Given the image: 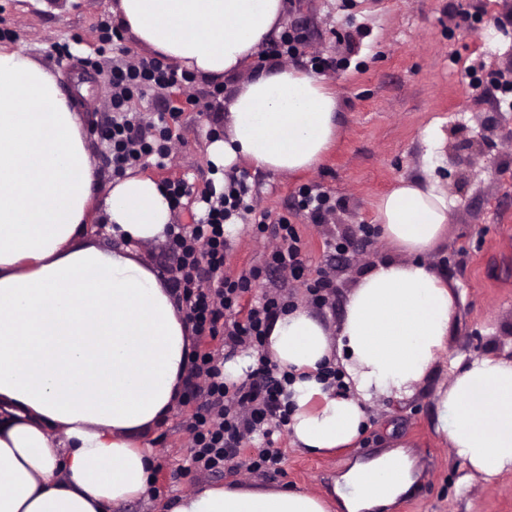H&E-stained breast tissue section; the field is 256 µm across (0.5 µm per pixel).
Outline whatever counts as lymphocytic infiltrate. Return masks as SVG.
Returning <instances> with one entry per match:
<instances>
[{
    "label": "lymphocytic infiltrate",
    "mask_w": 512,
    "mask_h": 512,
    "mask_svg": "<svg viewBox=\"0 0 512 512\" xmlns=\"http://www.w3.org/2000/svg\"><path fill=\"white\" fill-rule=\"evenodd\" d=\"M191 79V72L177 71L158 58L130 67L113 66L112 120L104 136L113 175H122L140 163L151 162L159 168L167 165L170 153L166 142L176 113L159 110L146 123L132 104ZM248 193L245 180L237 179L229 192L204 196L203 214L191 232H183L177 224L168 228L177 253L172 288L178 302L185 307L198 335L223 336L225 345L233 348L260 347L271 322L285 305L280 296L268 294L251 305L244 320L225 322V312L239 307L253 280L268 268H287L296 276L303 271L300 237L294 226L283 219L278 224V243L266 255L263 265L252 267L235 279L225 277L229 243L224 225L233 215L250 213L245 201ZM222 365V360L209 352L194 353L192 358L194 377L206 383L205 400L190 425L192 464L206 472L224 470L239 457L242 438L256 434L265 446L246 460V467L279 471L283 454L274 447L272 436L274 426L286 425L288 421L285 377L275 375L268 361L261 357L250 381L229 385L224 381Z\"/></svg>",
    "instance_id": "lymphocytic-infiltrate-1"
}]
</instances>
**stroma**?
<instances>
[{
  "label": "stroma",
  "instance_id": "1",
  "mask_svg": "<svg viewBox=\"0 0 512 512\" xmlns=\"http://www.w3.org/2000/svg\"><path fill=\"white\" fill-rule=\"evenodd\" d=\"M285 29H301L311 52L293 57L303 70L319 66L339 103L337 138L313 171L274 174L253 166L242 171L251 187L253 210L230 235L224 273L235 278L262 265L276 241L275 224L296 228L306 264L304 280L267 271L241 300L249 306L263 294L309 302L305 280L330 281L317 312L338 322L347 292L373 262L387 257L376 221V203L399 179L433 174L448 196V224L432 259L453 285L457 311L448 337L452 352H503L512 348V0H288ZM112 0H0V46L22 51L54 73L63 93L74 97L78 79L90 75L77 106L86 125L87 146L99 169V193H107L112 167L96 133L111 117L113 54L101 48V21L111 19ZM68 43L71 59L59 60L51 42ZM236 83L215 85L202 78L186 84L187 96L171 131L174 157L163 169L140 171L159 182L185 180L189 197L173 210L177 224H192L198 200L215 183L206 148L224 130V111ZM498 125L494 145L473 156L456 143L477 137L489 115ZM440 137L426 144L428 127ZM329 195L328 221L299 210L303 190ZM265 218L258 231L255 221ZM358 242L359 253H339L335 244ZM438 369L407 402L381 401L356 443L315 457L291 443L287 430L274 433L284 454L278 473L228 467L220 474L198 471L191 462L189 427L197 402L184 403L156 427L155 483L149 499L123 512H163L166 503L201 483L251 479L272 486L326 492L349 462L383 449L395 427L410 444L419 481L389 512H512V474L488 483L474 479L458 496L460 467L447 442L433 431V392L446 382Z\"/></svg>",
  "mask_w": 512,
  "mask_h": 512
}]
</instances>
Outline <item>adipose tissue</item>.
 Returning a JSON list of instances; mask_svg holds the SVG:
<instances>
[{"label":"adipose tissue","instance_id":"obj_1","mask_svg":"<svg viewBox=\"0 0 512 512\" xmlns=\"http://www.w3.org/2000/svg\"><path fill=\"white\" fill-rule=\"evenodd\" d=\"M287 0H115L112 13L157 57L223 83L237 79L211 164L310 171L338 131L325 78L282 61L250 70L277 40ZM97 164L52 72L0 48V512H120L153 472L148 431L178 407L192 327L165 276L137 243L164 238L173 209L162 186L126 171L96 194ZM102 213L116 247L92 239ZM389 257L347 294L338 323L303 305L281 313L263 352L289 379L296 448L353 444L376 403L414 397L439 365L433 430L463 474H512V355H452L456 293L429 255L448 223L444 191L400 179L376 207ZM340 372L341 387L322 380ZM412 462L393 451L354 464L336 493L342 512L394 503ZM170 512H329L323 495L251 481L194 487Z\"/></svg>","mask_w":512,"mask_h":512}]
</instances>
